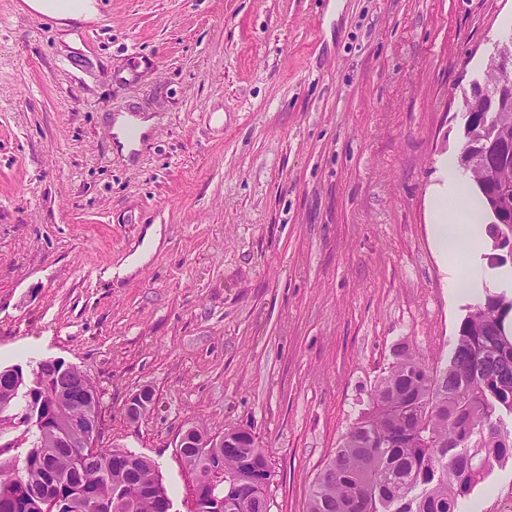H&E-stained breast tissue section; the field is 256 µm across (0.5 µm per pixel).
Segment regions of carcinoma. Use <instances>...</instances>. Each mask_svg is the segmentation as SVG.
Wrapping results in <instances>:
<instances>
[{
  "label": "carcinoma",
  "instance_id": "obj_1",
  "mask_svg": "<svg viewBox=\"0 0 512 512\" xmlns=\"http://www.w3.org/2000/svg\"><path fill=\"white\" fill-rule=\"evenodd\" d=\"M499 60L489 59L484 87L464 94L463 111L500 102ZM494 130L512 143V105ZM456 156L483 218L491 184H512V168L484 159L488 133L463 126ZM69 402L60 404L56 390ZM101 393L87 372L61 359L33 370L0 369V512H163L169 499L158 464L131 461L123 448H85L100 416ZM202 485L196 512H213V472L225 476L231 512H268L272 467L257 438L220 448H179ZM512 459V285L483 286L466 306L446 364L431 367L407 344L375 386L336 453L313 481L307 512H460L461 502L496 466Z\"/></svg>",
  "mask_w": 512,
  "mask_h": 512
}]
</instances>
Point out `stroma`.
<instances>
[{"instance_id": "stroma-1", "label": "stroma", "mask_w": 512, "mask_h": 512, "mask_svg": "<svg viewBox=\"0 0 512 512\" xmlns=\"http://www.w3.org/2000/svg\"><path fill=\"white\" fill-rule=\"evenodd\" d=\"M0 0V366L59 358L101 393L98 447L161 466L248 427L271 512L309 488L407 342L440 363L472 299L427 224L464 91L512 0H97L63 27ZM151 119L123 154L115 115ZM162 239L132 273L118 267ZM151 388L154 410L124 405ZM465 512H512V461Z\"/></svg>"}]
</instances>
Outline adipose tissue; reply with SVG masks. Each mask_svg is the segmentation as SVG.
<instances>
[{
	"label": "adipose tissue",
	"instance_id": "obj_1",
	"mask_svg": "<svg viewBox=\"0 0 512 512\" xmlns=\"http://www.w3.org/2000/svg\"><path fill=\"white\" fill-rule=\"evenodd\" d=\"M20 10H32L60 23L91 22L97 16L94 0H21ZM443 178L427 195V219L438 256L447 273L457 283H467L479 275L477 258L483 236L479 202L461 189L454 165L443 161Z\"/></svg>",
	"mask_w": 512,
	"mask_h": 512
}]
</instances>
